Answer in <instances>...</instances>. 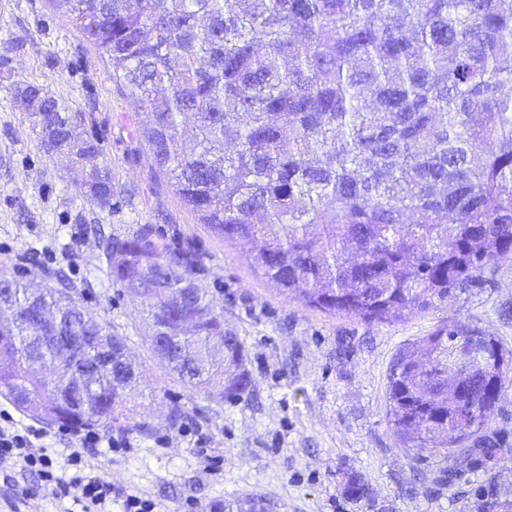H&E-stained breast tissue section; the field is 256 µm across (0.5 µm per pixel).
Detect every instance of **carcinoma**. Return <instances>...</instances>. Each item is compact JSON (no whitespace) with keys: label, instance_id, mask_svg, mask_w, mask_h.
Wrapping results in <instances>:
<instances>
[{"label":"carcinoma","instance_id":"carcinoma-1","mask_svg":"<svg viewBox=\"0 0 512 512\" xmlns=\"http://www.w3.org/2000/svg\"><path fill=\"white\" fill-rule=\"evenodd\" d=\"M111 65L140 114L138 138L183 204L245 250L281 292L368 324L463 307L512 257V0H54ZM39 123L70 139L78 114L38 85ZM90 175L76 194L117 192L100 141L80 140ZM107 277L137 302L152 335L183 337L166 366L216 399L251 386L224 309L198 286L189 248L141 236L106 245ZM31 286L0 267V396L72 432L123 418L137 389L103 352L88 386L73 357L37 341L30 317L54 309L67 336L126 348L81 307L60 272ZM481 333L485 352L461 367ZM509 369L499 340L462 321L399 354L387 377L391 428L406 448H437L439 480L492 471L509 436L490 428ZM261 497L209 512H266ZM474 512H498L495 482Z\"/></svg>","mask_w":512,"mask_h":512}]
</instances>
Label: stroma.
Masks as SVG:
<instances>
[{
	"label": "stroma",
	"instance_id": "1",
	"mask_svg": "<svg viewBox=\"0 0 512 512\" xmlns=\"http://www.w3.org/2000/svg\"><path fill=\"white\" fill-rule=\"evenodd\" d=\"M25 84L48 89L81 114L82 136L100 139L117 187L111 206L78 196L77 172L45 153L16 100ZM137 122L105 59L52 0H0V266L34 282L45 270L63 271L82 290L86 310L127 336L141 375L129 407L150 433L102 428L131 450L94 459L115 489L111 512H123L128 493L153 500L158 512H205L252 495L265 497L273 512H470L483 473L436 483L440 458L400 445L388 423L387 375L397 354L458 319L511 352L512 259L488 270L492 287L460 308L371 325L311 309L279 294L240 250L198 223L137 139ZM97 224L112 237L138 234L162 250L195 249L204 267L200 285L223 306L224 323L243 346L250 389L217 401L167 372L131 297L107 278ZM175 406L183 418L174 424ZM1 409L44 429L55 469L70 474L68 437L2 397ZM352 476L369 486V498L348 495ZM20 484L31 487L29 499L16 500ZM0 512L62 506L36 475L0 463Z\"/></svg>",
	"mask_w": 512,
	"mask_h": 512
}]
</instances>
